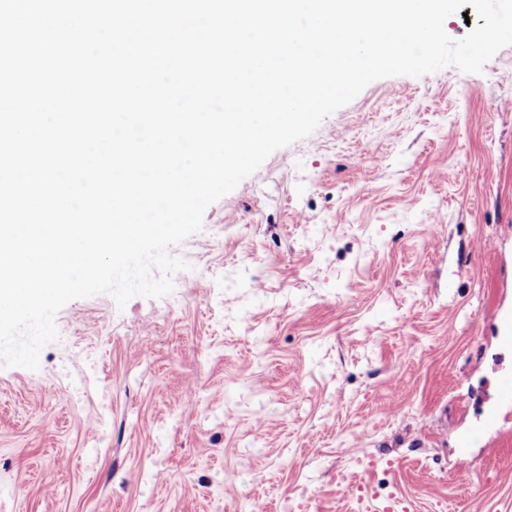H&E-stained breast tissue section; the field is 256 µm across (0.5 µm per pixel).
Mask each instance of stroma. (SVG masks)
<instances>
[{"label": "stroma", "mask_w": 512, "mask_h": 512, "mask_svg": "<svg viewBox=\"0 0 512 512\" xmlns=\"http://www.w3.org/2000/svg\"><path fill=\"white\" fill-rule=\"evenodd\" d=\"M210 205L173 293L0 368V512H512V45L370 83Z\"/></svg>", "instance_id": "35a3bbf8"}]
</instances>
